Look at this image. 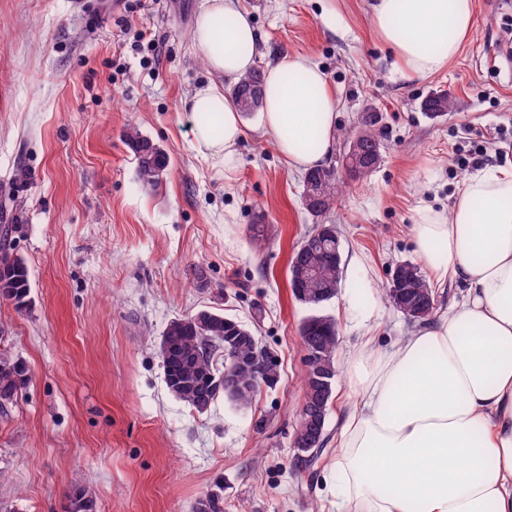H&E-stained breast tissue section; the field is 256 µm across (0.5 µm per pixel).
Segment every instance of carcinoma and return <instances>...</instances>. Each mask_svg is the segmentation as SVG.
<instances>
[{
    "instance_id": "1",
    "label": "carcinoma",
    "mask_w": 512,
    "mask_h": 512,
    "mask_svg": "<svg viewBox=\"0 0 512 512\" xmlns=\"http://www.w3.org/2000/svg\"><path fill=\"white\" fill-rule=\"evenodd\" d=\"M247 84L264 93L263 72L254 69L234 83L232 95L239 107L243 97L238 94V89ZM452 106V98L447 94L437 98L430 96L422 102L424 114L432 120L446 116ZM123 137L135 156L138 183L144 188H157L168 167L167 153L135 124L125 127ZM306 179L318 181L319 195L312 201L310 210L311 216L318 218L333 205L345 181L336 178L334 171L328 168L311 169L306 172ZM8 257L7 253L0 255V298L9 299L23 309L28 305L30 293L28 267L24 262L11 264ZM315 264L320 265L319 280L301 281L307 299L300 303L311 314L302 321L299 334L305 348L319 352L322 369L331 374L323 409L326 416L336 378L338 326L332 317L322 314V309L336 297L340 281L341 261L336 259V239L316 238L309 234L293 252L288 269L289 282H294L303 268ZM385 298L413 322L427 320L435 310L429 303L422 308L417 306L418 299H431L433 292L418 267L411 263L399 266L396 282L389 283ZM224 318V313L214 310L203 326L196 323L193 315L178 318L167 325L161 336L160 355L164 375L168 378V390L200 413L220 398L244 408L255 400L261 388L257 376L230 367V361L224 355V336L228 335ZM29 381L28 368L22 359L1 357L0 408L13 403ZM194 512H224L221 490H213L199 499Z\"/></svg>"
}]
</instances>
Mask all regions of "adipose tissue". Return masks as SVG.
<instances>
[{"label": "adipose tissue", "instance_id": "obj_1", "mask_svg": "<svg viewBox=\"0 0 512 512\" xmlns=\"http://www.w3.org/2000/svg\"><path fill=\"white\" fill-rule=\"evenodd\" d=\"M371 27L404 77L458 58L474 0H373ZM258 35L238 0H202L193 47L215 74L255 65ZM195 148L231 167L244 121L210 83L186 99ZM338 102L321 67L288 54L269 69L261 127L289 168L322 166ZM409 233L432 284L458 282L451 311L390 348L366 337L347 362L353 401L336 440L337 512H512V168L482 167L448 210L416 209Z\"/></svg>", "mask_w": 512, "mask_h": 512}]
</instances>
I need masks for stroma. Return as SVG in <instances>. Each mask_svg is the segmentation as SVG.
<instances>
[{"label":"stroma","instance_id":"obj_1","mask_svg":"<svg viewBox=\"0 0 512 512\" xmlns=\"http://www.w3.org/2000/svg\"><path fill=\"white\" fill-rule=\"evenodd\" d=\"M199 5L0 0V213L32 297L24 311L0 299V351L30 374L0 409V512H65L79 487L95 512H193L218 485L224 512H336L326 482L346 361L362 337L383 348L417 328L381 297L398 264L418 261L415 208H448L475 146L483 165H512V73L493 56L512 43V0H475L463 53L424 79L400 76L372 31L371 0H240L260 36L258 68L299 53L327 74L339 104L327 167H339L364 113L381 118L380 165L348 181L322 218L343 249L325 308L339 327L336 383L324 446L303 462L291 442L309 311L291 293L288 265L314 219L302 173L289 170L258 115L244 119L231 170L196 152L184 101L213 78L192 48ZM439 91L454 106L431 120L421 104ZM131 122L168 154L156 189L136 182L123 139ZM354 288L379 299L364 325ZM205 307L250 325L279 361L277 383L248 408L220 401L199 413L165 384L164 329Z\"/></svg>","mask_w":512,"mask_h":512}]
</instances>
